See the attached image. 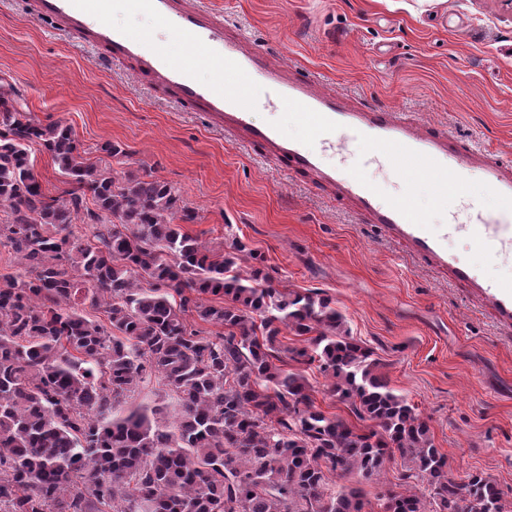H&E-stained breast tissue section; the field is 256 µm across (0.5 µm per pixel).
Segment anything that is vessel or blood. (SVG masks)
Segmentation results:
<instances>
[{
	"label": "vessel or blood",
	"instance_id": "b4317fda",
	"mask_svg": "<svg viewBox=\"0 0 512 512\" xmlns=\"http://www.w3.org/2000/svg\"><path fill=\"white\" fill-rule=\"evenodd\" d=\"M116 7L147 15L165 31V40L115 25L108 14ZM35 13L55 30L105 50L111 61L134 60L140 74L205 113L214 128L243 133L268 161L287 162L320 184L338 186L356 202L363 221L477 288L512 322V164L421 130L399 113L352 110L310 82L285 77L268 63L264 45L225 36L223 16L206 0H35ZM258 83L271 91L280 123L253 121L246 102ZM334 146L345 155L366 147L369 161L401 171L407 193L387 198L363 166L330 163L327 151ZM435 209L447 213V225L429 222ZM456 232L472 239L476 261L463 263L449 253L447 239ZM491 253L500 268L488 276L481 260Z\"/></svg>",
	"mask_w": 512,
	"mask_h": 512
}]
</instances>
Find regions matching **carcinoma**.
I'll list each match as a JSON object with an SVG mask.
<instances>
[{"label": "carcinoma", "mask_w": 512, "mask_h": 512, "mask_svg": "<svg viewBox=\"0 0 512 512\" xmlns=\"http://www.w3.org/2000/svg\"><path fill=\"white\" fill-rule=\"evenodd\" d=\"M72 189L47 195L29 147ZM0 509L4 512H365L334 479L381 474L394 455L430 498L388 492L385 512H506L489 478L458 483L427 421L378 372L331 300L274 286L239 240L183 232L195 214L150 172L84 158L70 127L24 115L0 86ZM88 233L74 226L80 214ZM97 310L106 323L91 316ZM219 331L200 335L193 321ZM332 378L357 423L319 409L285 369ZM157 379L173 406L133 402Z\"/></svg>", "instance_id": "obj_1"}]
</instances>
